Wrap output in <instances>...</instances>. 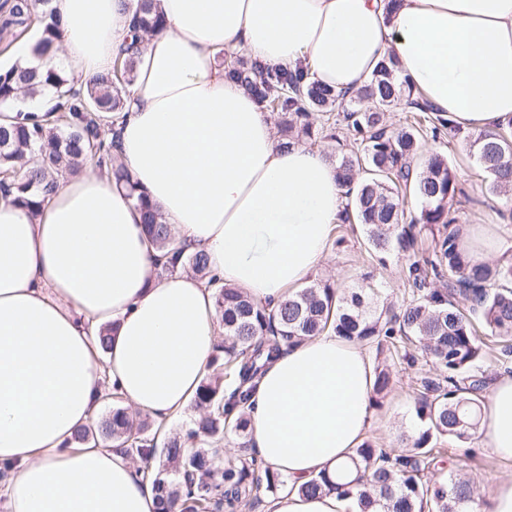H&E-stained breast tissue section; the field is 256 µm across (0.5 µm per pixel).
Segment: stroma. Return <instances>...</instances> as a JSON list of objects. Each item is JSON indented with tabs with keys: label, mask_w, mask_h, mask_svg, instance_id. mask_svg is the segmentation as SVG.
I'll use <instances>...</instances> for the list:
<instances>
[{
	"label": "stroma",
	"mask_w": 512,
	"mask_h": 512,
	"mask_svg": "<svg viewBox=\"0 0 512 512\" xmlns=\"http://www.w3.org/2000/svg\"><path fill=\"white\" fill-rule=\"evenodd\" d=\"M475 130H462L460 136L441 141L428 142L427 147L447 155L457 179L468 192L471 202L458 214L459 223L467 227L485 226L491 234L512 238V220L503 218L505 208L501 196L491 188L490 176L479 166L470 142ZM361 226L356 224L334 225L325 258L310 275L311 280L328 279L338 288L348 292L362 284L364 274H374L382 295L395 303H403L410 297L406 280L409 257L396 253L378 264L364 244ZM372 363L390 365L393 384L382 400L380 408L374 409L366 438L379 448L400 446L408 435L409 425L415 424L414 397L420 378L435 373L434 364L424 357H417L414 365L393 363L389 352L377 350L369 345L365 348ZM439 461L427 473L428 480L446 479L449 473H460L474 479V493L478 502H485L494 482L512 478V462L499 460L491 449L481 446L477 437L465 440L442 438L438 441Z\"/></svg>",
	"instance_id": "stroma-1"
}]
</instances>
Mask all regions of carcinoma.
Wrapping results in <instances>:
<instances>
[{"instance_id":"cac0c4a2","label":"carcinoma","mask_w":512,"mask_h":512,"mask_svg":"<svg viewBox=\"0 0 512 512\" xmlns=\"http://www.w3.org/2000/svg\"><path fill=\"white\" fill-rule=\"evenodd\" d=\"M134 44L165 28L154 0H135L130 21ZM6 28L40 32L34 52L41 56L60 38L59 21L45 9L34 13L29 0H7ZM226 78L240 83L277 118L281 144L315 143L336 138V128L351 134L357 148L336 160V177L347 189L340 221L362 227L367 244L384 261L391 251L415 250L418 238L432 234L431 256L407 268L412 298L397 307L371 312L381 289L368 280L345 293L320 281L288 294L274 310L253 304L245 293L226 287L213 272L203 251L185 252L161 221L157 209L137 193L128 171L114 160L118 137L104 135L99 116L112 112V123L123 111L124 97L134 80V53L118 55L112 68L83 84L63 69H42L18 63L0 72V103L23 95L34 98L55 90L52 120L46 122L16 109L13 119L0 125V193L35 211L59 186V178L79 174L86 163L105 168L117 185H124L143 213L149 241L166 251L169 260L155 264V277L164 279L188 266L206 286L215 289L216 310L224 326V345L212 364L220 372L200 385L194 406L200 411L186 439L173 438L157 449L150 423L138 420L120 406L112 391V411L75 440L117 442L143 463L162 512H237L246 500L276 495L287 478L268 466L257 465L243 453L213 464L224 435L247 436L246 404L274 354L305 337L335 334L349 341L385 345L406 361L411 348L431 358L439 374L421 383L414 414L420 423L406 451L377 448L365 441L355 449L353 476L344 482L324 473L302 486L307 495L336 492L355 512H476L470 480L451 474L444 483L424 478L437 458L440 438H468L480 423L484 377L476 375L486 355V335L502 342L500 359H512V262L490 265L475 262L464 245L455 206L467 201L448 157L430 153L421 170L414 167L423 135L437 139L458 125L434 108L415 85L400 74L391 55L378 64L368 83L355 95L319 84L304 68H270L242 50L220 53ZM401 105L409 113L399 129L389 127L385 112ZM473 147L477 160L501 195L512 193V124L483 130ZM413 195L420 211L404 222L405 198ZM449 277L448 286L433 283ZM465 302L460 309L458 300ZM390 374L375 368L372 403L390 386ZM158 464L151 465L155 456Z\"/></svg>"}]
</instances>
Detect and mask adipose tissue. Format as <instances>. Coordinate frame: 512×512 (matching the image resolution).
<instances>
[{
  "instance_id": "obj_1",
  "label": "adipose tissue",
  "mask_w": 512,
  "mask_h": 512,
  "mask_svg": "<svg viewBox=\"0 0 512 512\" xmlns=\"http://www.w3.org/2000/svg\"><path fill=\"white\" fill-rule=\"evenodd\" d=\"M127 0H51L62 38L42 68L85 81L131 43ZM166 19L136 54L120 159L177 241L204 250L224 284L277 305L321 263L344 199L320 151L280 146L218 54L307 66L353 92L383 56L464 128L512 122V0H156ZM126 190L98 168L64 180L37 212L0 194V494L6 512H159L124 449L78 443L105 384L164 421L185 412L220 340L215 298L191 275L154 274ZM113 331L101 350L97 335ZM373 367L326 334L280 353L249 404V443L288 478L272 512H343L302 494L349 465L371 424ZM478 437L512 460V374L495 380Z\"/></svg>"
}]
</instances>
